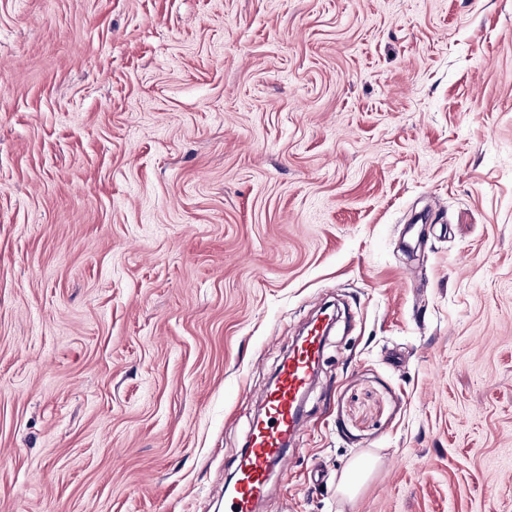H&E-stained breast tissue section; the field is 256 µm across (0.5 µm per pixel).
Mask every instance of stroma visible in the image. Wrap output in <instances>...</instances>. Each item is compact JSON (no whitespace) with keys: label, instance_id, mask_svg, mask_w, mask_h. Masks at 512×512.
<instances>
[{"label":"stroma","instance_id":"obj_1","mask_svg":"<svg viewBox=\"0 0 512 512\" xmlns=\"http://www.w3.org/2000/svg\"><path fill=\"white\" fill-rule=\"evenodd\" d=\"M324 302L257 512H512V0H0V512H224ZM329 322L315 321L282 362L278 378L266 396L247 448L236 460V486L226 497L225 512H255L276 465L286 471L288 441L299 435L305 421L299 398L313 381L323 357Z\"/></svg>","mask_w":512,"mask_h":512}]
</instances>
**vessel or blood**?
I'll list each match as a JSON object with an SVG mask.
<instances>
[{"mask_svg":"<svg viewBox=\"0 0 512 512\" xmlns=\"http://www.w3.org/2000/svg\"><path fill=\"white\" fill-rule=\"evenodd\" d=\"M327 330V323L315 321L280 365L264 412L236 460V486L226 497L225 512H254L267 490L271 471L285 465L288 443L305 425L299 399L323 357Z\"/></svg>","mask_w":512,"mask_h":512,"instance_id":"vessel-or-blood-1","label":"vessel or blood"}]
</instances>
